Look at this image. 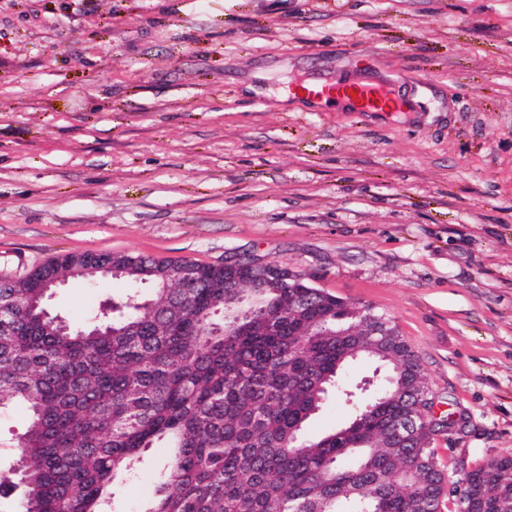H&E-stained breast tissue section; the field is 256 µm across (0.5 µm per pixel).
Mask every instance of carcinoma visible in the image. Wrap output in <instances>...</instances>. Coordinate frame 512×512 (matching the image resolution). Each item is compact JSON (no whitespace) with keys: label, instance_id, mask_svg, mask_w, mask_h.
<instances>
[{"label":"carcinoma","instance_id":"obj_1","mask_svg":"<svg viewBox=\"0 0 512 512\" xmlns=\"http://www.w3.org/2000/svg\"><path fill=\"white\" fill-rule=\"evenodd\" d=\"M148 281L87 326H60L37 283L97 280L112 262ZM80 266L87 273L74 274ZM163 261L110 252L51 257L32 272L0 277V409L29 411L14 476L19 512H102L112 487L149 448L170 449L149 512H419L445 495L432 445L446 424L422 417L433 393L404 336L383 354L364 336L336 335L346 304L321 288H251L252 268L199 267L186 288H167ZM237 288H213L224 277ZM327 336H296L288 305ZM359 359L382 367L377 392L354 397L360 419L349 448L339 429L310 439L327 380ZM418 434L394 448L390 428L409 418ZM453 512H504L512 503V454L469 471L451 491Z\"/></svg>","mask_w":512,"mask_h":512}]
</instances>
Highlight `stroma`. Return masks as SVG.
<instances>
[{"label":"stroma","instance_id":"obj_1","mask_svg":"<svg viewBox=\"0 0 512 512\" xmlns=\"http://www.w3.org/2000/svg\"><path fill=\"white\" fill-rule=\"evenodd\" d=\"M389 85L398 112L299 82ZM260 258L398 325L457 482L512 454V0H0V276ZM109 277L49 300L83 325ZM25 406L0 409V473ZM148 449L104 512H149Z\"/></svg>","mask_w":512,"mask_h":512}]
</instances>
